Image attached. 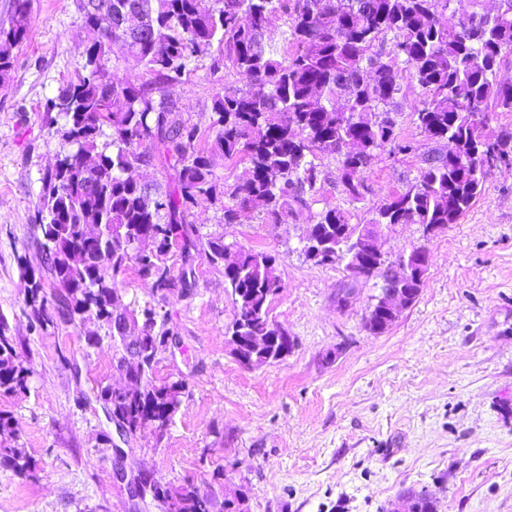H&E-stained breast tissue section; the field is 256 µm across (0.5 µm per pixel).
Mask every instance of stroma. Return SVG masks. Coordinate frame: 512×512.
<instances>
[{"instance_id":"stroma-1","label":"stroma","mask_w":512,"mask_h":512,"mask_svg":"<svg viewBox=\"0 0 512 512\" xmlns=\"http://www.w3.org/2000/svg\"><path fill=\"white\" fill-rule=\"evenodd\" d=\"M30 32L0 78V316L30 352L26 391L0 397L33 476L0 464V512H162L132 497L134 475L209 493L213 512L240 492L247 512H391L409 490L428 488L435 512H512V176L488 175L459 223L426 233L420 224L384 228L388 259L425 246L430 263L416 303L388 331L367 332L363 316L379 290L360 288L349 311L336 307L342 265L299 251L306 225L332 207L365 223L403 191L430 149L413 122L416 84L399 96L408 154L377 151L363 199H350L338 162L321 158L324 181L285 224L250 214L224 221L203 200L189 216L225 244L276 255L283 289L270 305L295 346L284 359L249 369L231 351L234 317L224 275L195 262L192 296L158 301L179 346L158 353L156 377L186 391L164 436L145 429L113 451L115 429L95 395L122 387L106 327L32 329L19 260L39 266L34 243L42 178L66 151L62 116L44 104L85 64L77 0H33ZM247 78L219 49L197 58L168 87L182 116L210 147L212 100Z\"/></svg>"}]
</instances>
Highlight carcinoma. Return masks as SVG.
I'll use <instances>...</instances> for the list:
<instances>
[{
    "label": "carcinoma",
    "instance_id": "cac0c4a2",
    "mask_svg": "<svg viewBox=\"0 0 512 512\" xmlns=\"http://www.w3.org/2000/svg\"><path fill=\"white\" fill-rule=\"evenodd\" d=\"M85 28L95 33L83 72L47 99L73 103L59 129L69 149L61 165L42 178L35 237L43 255L36 269L23 265L26 305L41 331L75 321H97L108 336H127L138 361L128 369L126 386L101 389L109 416L126 420L129 433L151 427L161 433L181 404L183 383L158 381L156 357L173 332L166 315L150 301L131 308L115 306L120 278L132 270L166 296H189L196 284L195 259L203 255L224 274L236 336H270L273 297L283 288L276 256L243 246L224 264L230 246L224 237L202 234L187 218L201 199L222 201L224 223L236 224L245 212L266 224H286L317 192L318 159H337L339 180L352 199L363 198L364 172L378 149L414 151L399 138L398 96L409 78L421 99L413 123L429 140H446V153L428 155L419 175L392 195L372 224H422L437 229L456 224L481 195L489 172L512 175V130L490 126L495 112H512V83L498 73L512 51V0H498L493 13L480 0H80ZM139 8L145 18L135 32L123 25L126 12ZM112 28L102 26L103 12ZM459 14L452 27L447 12ZM289 16L281 53L266 33L280 16ZM31 0H13L8 25H0V75L13 66L14 49L28 36ZM224 50L250 80L245 90L226 88L215 95L211 148L199 147L200 129L182 118L177 100L164 89L189 73L190 63L213 46ZM135 58L145 77L110 73L111 60ZM109 75V81L102 80ZM160 97H155V94ZM111 141L100 143L105 131ZM151 145L141 149L143 143ZM245 160L248 177L227 187L213 174L210 153ZM96 168L93 189L73 180L81 160ZM170 171L158 190L141 183L143 167ZM318 238L327 244L321 265L343 261L348 241L360 225L349 212L329 208L316 219ZM157 245L140 251L145 237ZM181 258L179 270L170 264ZM374 279L412 291L422 284L403 279L392 264L366 261L362 287ZM53 289L47 293V289ZM26 357L0 317V396L28 389ZM0 462L20 474L34 466L19 445L0 448ZM171 512H212L213 499L197 491L166 488Z\"/></svg>",
    "mask_w": 512,
    "mask_h": 512
}]
</instances>
